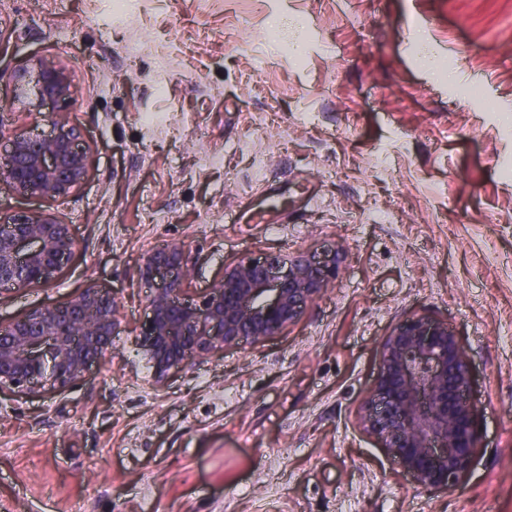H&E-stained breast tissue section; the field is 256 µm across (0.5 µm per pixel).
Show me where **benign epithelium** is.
<instances>
[{"label": "benign epithelium", "instance_id": "benign-epithelium-1", "mask_svg": "<svg viewBox=\"0 0 512 512\" xmlns=\"http://www.w3.org/2000/svg\"><path fill=\"white\" fill-rule=\"evenodd\" d=\"M7 78L21 86L33 83L29 110L51 104L55 111L49 113V134L9 139L0 154V179L20 196L64 200L90 169V147L65 112L69 75L61 64L40 58ZM75 247L71 225L53 211L8 216L0 225V286L46 283ZM344 259L340 249L242 257L187 299L191 258L185 244L147 252L138 274L157 287L147 297L140 353L155 382L164 383L194 359L283 334L336 284ZM120 328L118 298L94 283L71 299L0 324V391L19 395L44 384L69 388L102 361ZM470 385L469 359L453 328L445 320L414 315L383 337L378 375L359 424L415 486L446 491L470 469L477 448L478 407L469 397Z\"/></svg>", "mask_w": 512, "mask_h": 512}]
</instances>
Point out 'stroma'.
<instances>
[{
  "instance_id": "35a3bbf8",
  "label": "stroma",
  "mask_w": 512,
  "mask_h": 512,
  "mask_svg": "<svg viewBox=\"0 0 512 512\" xmlns=\"http://www.w3.org/2000/svg\"><path fill=\"white\" fill-rule=\"evenodd\" d=\"M0 31V71L66 68L91 148L64 201L0 179V215L49 208L77 240L0 294V323L92 283L122 318L71 387L0 394V512H512V0H127L121 23L111 0H0ZM46 126L0 81V136ZM172 241L194 295L242 256L346 260L288 331L159 386L138 267ZM415 314L453 327L479 409L445 492L359 426L380 341Z\"/></svg>"
}]
</instances>
